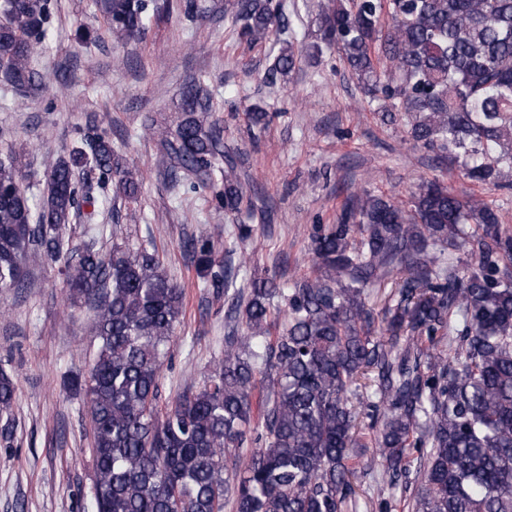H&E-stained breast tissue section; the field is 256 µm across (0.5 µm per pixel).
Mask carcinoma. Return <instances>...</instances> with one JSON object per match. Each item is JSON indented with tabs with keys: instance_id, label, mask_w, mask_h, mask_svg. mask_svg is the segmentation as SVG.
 I'll use <instances>...</instances> for the list:
<instances>
[{
	"instance_id": "cac0c4a2",
	"label": "carcinoma",
	"mask_w": 512,
	"mask_h": 512,
	"mask_svg": "<svg viewBox=\"0 0 512 512\" xmlns=\"http://www.w3.org/2000/svg\"><path fill=\"white\" fill-rule=\"evenodd\" d=\"M150 0H92L117 42L140 38ZM240 37L265 41L281 23L272 0H234ZM0 82L36 94L32 66L50 29L49 0H0ZM312 54L335 47L382 118L401 113L412 140L458 166L474 184L512 186V0H330ZM283 40L271 74L302 54ZM175 127L151 118L160 162L174 180L211 193L236 213L243 200L223 136L206 123L212 94L181 92ZM49 162L46 194L26 186L24 149L0 156V288L23 285L31 263L61 268L72 303L94 310L97 349L86 391L97 512H343L354 492L352 449L369 420L367 468L399 489L417 454L409 512H512V234L500 212L435 177L410 205L366 192L337 223L311 235L315 272L284 284L255 280L231 310L241 334L204 383L162 399L161 358L183 311L184 289L156 253L94 240L69 246L80 203L92 207L84 168L127 196L131 172L115 162L105 128ZM205 282L229 295L235 270L213 239L188 241ZM396 276L395 304L374 334L370 286ZM365 378L366 396L351 387ZM16 385L0 367V410ZM258 412H253V406Z\"/></svg>"
}]
</instances>
